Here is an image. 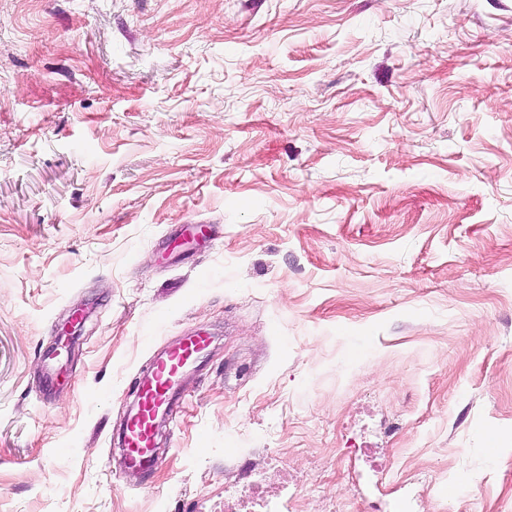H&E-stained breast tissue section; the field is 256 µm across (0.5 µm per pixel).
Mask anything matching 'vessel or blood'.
Here are the masks:
<instances>
[{
	"label": "vessel or blood",
	"mask_w": 512,
	"mask_h": 512,
	"mask_svg": "<svg viewBox=\"0 0 512 512\" xmlns=\"http://www.w3.org/2000/svg\"><path fill=\"white\" fill-rule=\"evenodd\" d=\"M207 347V337L193 336L166 351L152 365L141 384L137 407L122 432L128 472L140 475L156 467V426L159 421L174 419L182 379Z\"/></svg>",
	"instance_id": "obj_1"
}]
</instances>
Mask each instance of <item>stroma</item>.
Returning <instances> with one entry per match:
<instances>
[{
  "mask_svg": "<svg viewBox=\"0 0 512 512\" xmlns=\"http://www.w3.org/2000/svg\"><path fill=\"white\" fill-rule=\"evenodd\" d=\"M350 438L377 495L512 512V0H0V512H360ZM207 348V336H192L166 351L152 365L141 384L136 410L122 432L128 472L141 476L156 467L159 459L154 448L157 423L174 419L183 376ZM247 505L244 507H249V512H293V499L290 497L280 499L272 509L268 510L269 504L265 501L263 497V491L259 490V487H256L252 492L251 496L248 498L246 502Z\"/></svg>",
  "mask_w": 512,
  "mask_h": 512,
  "instance_id": "35a3bbf8",
  "label": "stroma"
}]
</instances>
